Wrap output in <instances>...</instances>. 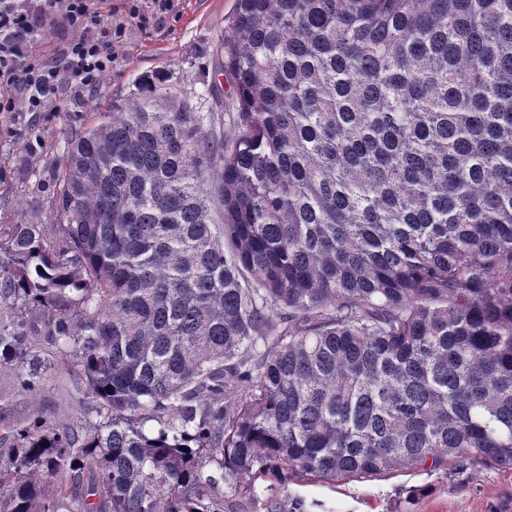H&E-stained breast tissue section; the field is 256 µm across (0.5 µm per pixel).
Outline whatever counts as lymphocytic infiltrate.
I'll use <instances>...</instances> for the list:
<instances>
[{"label": "lymphocytic infiltrate", "instance_id": "lymphocytic-infiltrate-1", "mask_svg": "<svg viewBox=\"0 0 512 512\" xmlns=\"http://www.w3.org/2000/svg\"><path fill=\"white\" fill-rule=\"evenodd\" d=\"M175 0H127L123 10L112 0H0V112L45 111L62 86L80 91L96 87L112 69V49L129 19L163 20ZM51 17L69 38L48 57L33 53L37 21ZM19 88L15 99L11 88Z\"/></svg>", "mask_w": 512, "mask_h": 512}]
</instances>
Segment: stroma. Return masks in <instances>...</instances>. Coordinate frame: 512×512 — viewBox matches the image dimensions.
<instances>
[{
  "label": "stroma",
  "instance_id": "stroma-1",
  "mask_svg": "<svg viewBox=\"0 0 512 512\" xmlns=\"http://www.w3.org/2000/svg\"><path fill=\"white\" fill-rule=\"evenodd\" d=\"M234 0H179L165 20L149 26L129 21L112 69L90 92L62 88L44 112L0 114V224L39 215L53 223L57 173L52 166L64 153L61 134L71 124L88 123L97 113L129 99L148 98L144 83L153 80L197 95L219 92L231 98L233 86L217 72L216 44ZM37 130L38 139L28 136ZM25 157L36 175L20 181L17 157ZM75 417L79 409L69 391L52 382L45 397L16 394L0 402V416L21 419L38 409ZM261 497L304 501L307 512H512V468L455 465L415 468L346 481L296 478L257 484Z\"/></svg>",
  "mask_w": 512,
  "mask_h": 512
}]
</instances>
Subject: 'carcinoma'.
Returning <instances> with one entry per match:
<instances>
[{"label": "carcinoma", "mask_w": 512, "mask_h": 512, "mask_svg": "<svg viewBox=\"0 0 512 512\" xmlns=\"http://www.w3.org/2000/svg\"><path fill=\"white\" fill-rule=\"evenodd\" d=\"M229 105L64 131L0 224V512H304L274 476L512 466V0H235ZM65 384H67L66 381L63 382L62 380L52 382L49 393L38 400L20 394H13L2 403L0 402V416L21 419L38 410L39 407H44L65 417L79 416V409L73 401V397H71L73 396L71 391H66L60 387ZM67 386L70 388L69 384Z\"/></svg>", "instance_id": "obj_1"}]
</instances>
